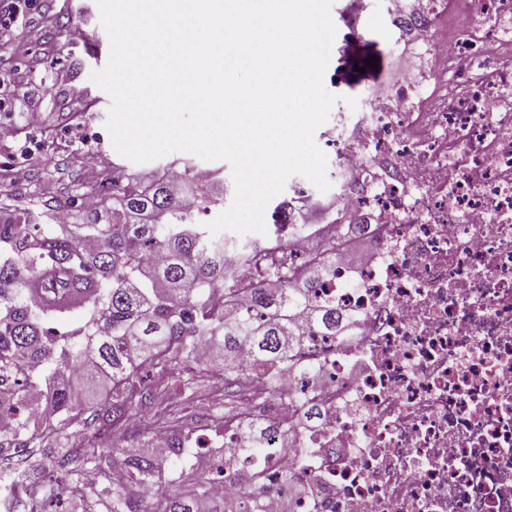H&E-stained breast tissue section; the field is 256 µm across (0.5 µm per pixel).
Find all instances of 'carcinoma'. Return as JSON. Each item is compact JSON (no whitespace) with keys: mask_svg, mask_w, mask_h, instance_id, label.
I'll list each match as a JSON object with an SVG mask.
<instances>
[{"mask_svg":"<svg viewBox=\"0 0 512 512\" xmlns=\"http://www.w3.org/2000/svg\"><path fill=\"white\" fill-rule=\"evenodd\" d=\"M162 174L146 180L128 170L112 172V192H102L86 223L47 232L25 215L0 218V415L14 427L0 433V448H39L70 430L117 431L149 413L171 430L169 456L184 451L175 415L186 413L193 395L211 378L194 357L207 344L225 358L246 346L251 360L224 366L222 400L232 414L242 385L252 372L298 356L304 333L297 317L310 293L332 271L336 243L300 266L277 247L241 244L212 237L204 224H189L179 212ZM88 242L79 250L77 243ZM235 248L243 263L224 264ZM250 310L224 319L217 290L236 291L245 271ZM312 332L342 336L354 315L330 305L309 309ZM103 387L105 400L87 407L77 388ZM175 387L185 394L171 409ZM40 392V399L31 394ZM112 470L126 481L115 485L108 473L93 482L73 479L95 462V451L81 448L59 458L47 485L60 486L85 504V512H224V499L210 494L212 479H224V451L217 453L213 478L193 471L175 480L161 473L155 459L136 449L118 448ZM29 464L17 459L14 485L5 496L8 512H27L20 491L30 484Z\"/></svg>","mask_w":512,"mask_h":512,"instance_id":"obj_1","label":"carcinoma"}]
</instances>
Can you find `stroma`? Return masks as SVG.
Instances as JSON below:
<instances>
[{"label":"stroma","mask_w":512,"mask_h":512,"mask_svg":"<svg viewBox=\"0 0 512 512\" xmlns=\"http://www.w3.org/2000/svg\"><path fill=\"white\" fill-rule=\"evenodd\" d=\"M386 0H370L367 26L346 60L331 58L329 70L343 69L344 83L325 81L328 92L338 100L332 114L349 113L348 98L365 104L372 79H381L392 68L399 46L385 21ZM19 10L23 25L42 27L43 42H26L16 36L0 51V124L11 125L13 140L0 142V210L25 213L40 224L46 211L66 207L69 221H85L80 199L88 182L87 157L99 161L100 174L123 168L152 177L174 160L186 159L183 151L136 164L120 155L105 122L110 96L91 79L110 56L111 43L100 20L97 0H0V11ZM84 31L81 41L68 37L71 28ZM377 63L371 76H360L359 66ZM27 165L29 179L13 185L7 180L12 167ZM112 445L111 433L100 436L70 433L30 449L34 464L32 481H40L43 467L51 460L78 448Z\"/></svg>","instance_id":"stroma-1"}]
</instances>
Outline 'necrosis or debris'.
<instances>
[{"instance_id": "4bbe7bcc", "label": "necrosis or debris", "mask_w": 512, "mask_h": 512, "mask_svg": "<svg viewBox=\"0 0 512 512\" xmlns=\"http://www.w3.org/2000/svg\"><path fill=\"white\" fill-rule=\"evenodd\" d=\"M390 2L417 53L325 133L334 210L286 239L303 261L367 225L312 296L356 331L250 377L283 397L240 405L224 460L253 424L261 478L211 488L253 512H512V0Z\"/></svg>"}]
</instances>
